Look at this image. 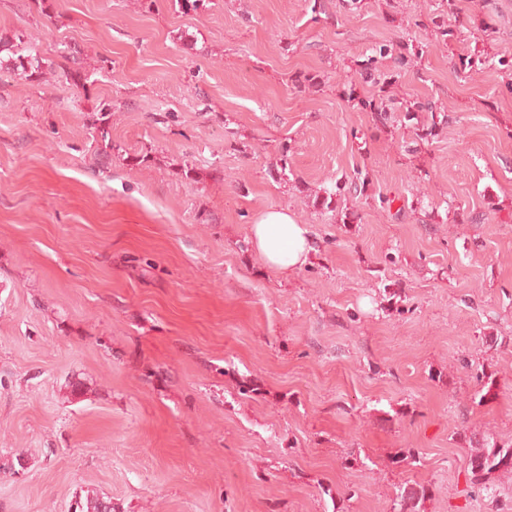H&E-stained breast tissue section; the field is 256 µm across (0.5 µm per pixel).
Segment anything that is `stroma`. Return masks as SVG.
Returning <instances> with one entry per match:
<instances>
[{"label": "stroma", "instance_id": "35a3bbf8", "mask_svg": "<svg viewBox=\"0 0 512 512\" xmlns=\"http://www.w3.org/2000/svg\"><path fill=\"white\" fill-rule=\"evenodd\" d=\"M46 3L0 0L43 60L0 70V460L24 458L0 512L90 488L112 512H390L407 482L426 512H496L463 463L465 434L512 439V0ZM443 12L448 47L417 24ZM382 41L425 52L362 82ZM409 95L448 117L414 153L415 121L360 105ZM358 170L364 195L313 203ZM270 207L312 226L306 266L252 251Z\"/></svg>", "mask_w": 512, "mask_h": 512}]
</instances>
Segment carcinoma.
Listing matches in <instances>:
<instances>
[{
  "label": "carcinoma",
  "mask_w": 512,
  "mask_h": 512,
  "mask_svg": "<svg viewBox=\"0 0 512 512\" xmlns=\"http://www.w3.org/2000/svg\"><path fill=\"white\" fill-rule=\"evenodd\" d=\"M9 51V65L13 70L21 72L30 78L41 74L42 60L30 53H23V48L12 42H6L0 38V53ZM424 54L423 48L410 47L401 44L397 47L380 43L372 48L371 55L361 62L359 75L364 79L381 83L388 79V73L382 70L384 61L390 59L395 68L401 69L408 64L416 63ZM399 108L405 112V116L414 119L418 113H434L430 102L419 98H404L399 102ZM369 173L358 172L352 178L350 186L340 182L335 183V189L324 190V197L320 201L323 207H330L332 198L351 189L353 192L364 191L368 184ZM474 379L479 386L480 400H485L497 387L495 373L478 371ZM465 470L472 489L479 493H485L492 498H497V487L504 477L512 479V440L499 441L491 435H483L479 438L469 437V448L464 459ZM428 488L421 484L404 486L399 488L396 497L392 500L391 512H425L424 503L428 499ZM112 502V498L95 489L86 490L85 496L79 497L73 505V512H106V504Z\"/></svg>",
  "instance_id": "carcinoma-1"
}]
</instances>
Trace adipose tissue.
Here are the masks:
<instances>
[{
  "instance_id": "1",
  "label": "adipose tissue",
  "mask_w": 512,
  "mask_h": 512,
  "mask_svg": "<svg viewBox=\"0 0 512 512\" xmlns=\"http://www.w3.org/2000/svg\"><path fill=\"white\" fill-rule=\"evenodd\" d=\"M250 243L265 265L282 272L305 266L314 253V238L308 225L299 223L285 208L259 212L250 228Z\"/></svg>"
}]
</instances>
